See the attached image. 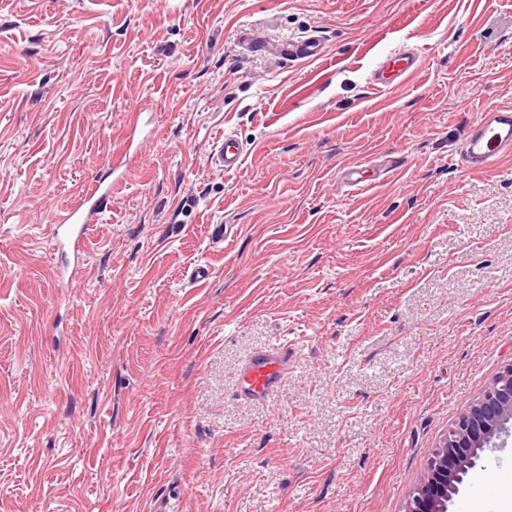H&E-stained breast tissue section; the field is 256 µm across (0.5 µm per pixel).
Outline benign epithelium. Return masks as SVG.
<instances>
[{
  "mask_svg": "<svg viewBox=\"0 0 512 512\" xmlns=\"http://www.w3.org/2000/svg\"><path fill=\"white\" fill-rule=\"evenodd\" d=\"M512 433V364L458 417L429 460L406 512H448L464 477L496 440Z\"/></svg>",
  "mask_w": 512,
  "mask_h": 512,
  "instance_id": "1",
  "label": "benign epithelium"
}]
</instances>
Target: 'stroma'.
<instances>
[{
    "instance_id": "1",
    "label": "stroma",
    "mask_w": 512,
    "mask_h": 512,
    "mask_svg": "<svg viewBox=\"0 0 512 512\" xmlns=\"http://www.w3.org/2000/svg\"><path fill=\"white\" fill-rule=\"evenodd\" d=\"M247 29L325 56L245 53ZM404 47L420 74L376 90ZM145 108L155 135L60 286L49 227ZM496 108L512 0H0V512H404L512 364V154L457 164ZM352 162L371 188L340 183ZM277 342L284 389L237 396ZM506 462L450 512L511 498ZM244 159L243 147L237 137L224 135V140L215 149L212 161L224 171H231L241 166Z\"/></svg>"
}]
</instances>
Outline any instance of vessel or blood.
<instances>
[{
	"label": "vessel or blood",
	"mask_w": 512,
	"mask_h": 512,
	"mask_svg": "<svg viewBox=\"0 0 512 512\" xmlns=\"http://www.w3.org/2000/svg\"><path fill=\"white\" fill-rule=\"evenodd\" d=\"M238 45L242 51L257 52L274 49L290 61L322 59L325 46L322 39L310 35L299 40L269 44L254 32H241ZM421 59L417 51L398 49L383 58L371 74L376 88H391L405 84L419 70ZM512 153V112L492 110L466 135L461 156L468 171L486 172L500 159ZM243 147L237 137L228 136L215 149L212 160L221 169L231 171L241 166ZM127 155L114 157L104 176L94 177L79 201L62 211L56 219L52 235L61 248L80 251L93 224L99 223L112 196V186L127 167ZM288 370L287 347L275 344L255 353L241 368L238 394L250 401H264L282 391Z\"/></svg>",
	"instance_id": "vessel-or-blood-1"
}]
</instances>
